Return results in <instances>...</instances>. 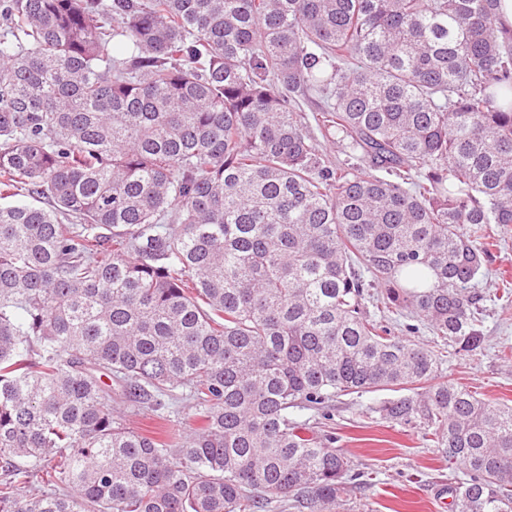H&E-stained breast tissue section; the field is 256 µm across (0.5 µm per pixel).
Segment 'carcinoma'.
Masks as SVG:
<instances>
[{"label":"carcinoma","instance_id":"carcinoma-1","mask_svg":"<svg viewBox=\"0 0 512 512\" xmlns=\"http://www.w3.org/2000/svg\"><path fill=\"white\" fill-rule=\"evenodd\" d=\"M508 225L498 0H0V512H334L357 473L291 414L376 391L452 512H512V405L365 310L478 350ZM182 393L178 435L112 411Z\"/></svg>","mask_w":512,"mask_h":512}]
</instances>
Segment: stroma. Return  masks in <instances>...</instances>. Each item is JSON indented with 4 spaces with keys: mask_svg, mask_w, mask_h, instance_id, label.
I'll list each match as a JSON object with an SVG mask.
<instances>
[{
    "mask_svg": "<svg viewBox=\"0 0 512 512\" xmlns=\"http://www.w3.org/2000/svg\"><path fill=\"white\" fill-rule=\"evenodd\" d=\"M504 272L512 275V225L504 228L477 277L486 336L480 349L459 354L422 326L409 338L441 352L443 378L485 400L512 404V300L499 295ZM388 397L385 391L345 394L330 404L328 414L298 408L293 416L316 434L334 437L335 448L360 472L347 486L343 512H448V486L460 470L419 429L383 419L378 407Z\"/></svg>",
    "mask_w": 512,
    "mask_h": 512,
    "instance_id": "1",
    "label": "stroma"
}]
</instances>
